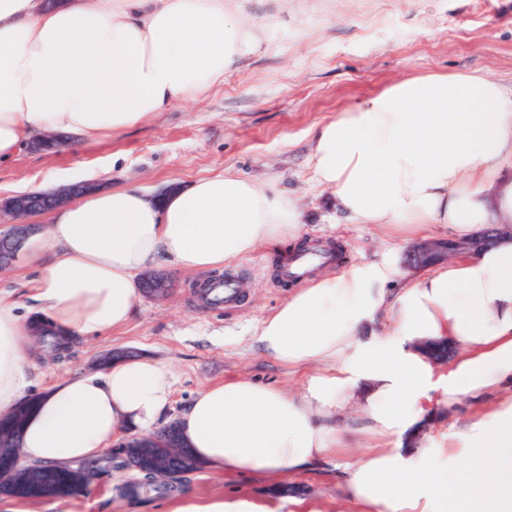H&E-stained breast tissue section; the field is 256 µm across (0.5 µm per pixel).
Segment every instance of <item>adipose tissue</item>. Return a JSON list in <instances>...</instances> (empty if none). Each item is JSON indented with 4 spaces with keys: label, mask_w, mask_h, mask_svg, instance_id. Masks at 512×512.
Segmentation results:
<instances>
[{
    "label": "adipose tissue",
    "mask_w": 512,
    "mask_h": 512,
    "mask_svg": "<svg viewBox=\"0 0 512 512\" xmlns=\"http://www.w3.org/2000/svg\"><path fill=\"white\" fill-rule=\"evenodd\" d=\"M237 0H0V162L35 135L97 142L222 85L267 40ZM308 164L337 214L410 242L424 231L478 237L512 224V89L487 74L401 77L314 131ZM299 204L277 181L223 172L157 198L97 189L53 210L57 255L37 269L44 319L80 339L126 327L139 275L163 262L223 270L261 246L297 241ZM278 363L307 370L300 398L249 378L198 391L178 421L209 471L275 480L349 445L337 415L360 404L370 443L347 465L361 512H512V236L401 283L369 261L296 289L256 333ZM457 350L436 374L423 343ZM39 350L19 302L0 293V415L33 385ZM173 376L128 357L41 396L21 438L28 464L90 462L157 431ZM476 421L427 434L426 402ZM281 503L184 498L173 512H281Z\"/></svg>",
    "instance_id": "adipose-tissue-1"
}]
</instances>
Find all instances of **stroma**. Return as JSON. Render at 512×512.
<instances>
[{
  "instance_id": "1",
  "label": "stroma",
  "mask_w": 512,
  "mask_h": 512,
  "mask_svg": "<svg viewBox=\"0 0 512 512\" xmlns=\"http://www.w3.org/2000/svg\"><path fill=\"white\" fill-rule=\"evenodd\" d=\"M255 21L273 22L269 46L224 74L203 99L183 103L112 138L69 141L54 151L24 146L0 164V198L19 186L43 190L59 173L80 179L100 171L108 188L137 185L153 195L222 170L252 179L277 178L302 206L303 243L335 255L336 269L401 253L397 240L366 224H347L329 206L308 166L316 125L387 83L419 71L478 70L512 85V0H242ZM279 251L259 247L225 277L237 300L210 307L199 297L201 275L164 264L170 288L142 296L127 327L106 339L80 340L62 356L42 355L34 392L96 367L115 350L162 362L175 374L171 415L209 384L248 376L297 395L303 375L266 356L256 328L295 288L283 278ZM329 461L269 484L257 475H190L183 493L204 503L223 495L256 500L315 499L321 512H340L343 490ZM135 473L113 470L100 485L67 499L35 503L0 498V512H171L179 497L135 501L119 486Z\"/></svg>"
}]
</instances>
